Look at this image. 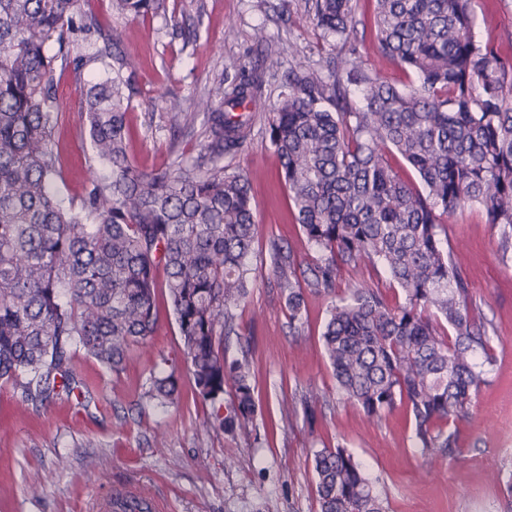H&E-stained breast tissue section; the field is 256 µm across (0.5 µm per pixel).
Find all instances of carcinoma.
I'll use <instances>...</instances> for the list:
<instances>
[{
  "mask_svg": "<svg viewBox=\"0 0 512 512\" xmlns=\"http://www.w3.org/2000/svg\"><path fill=\"white\" fill-rule=\"evenodd\" d=\"M353 0H312L315 26L344 48L324 65L288 70L268 115L274 147L315 256L308 263L275 236L266 249L288 323L301 333L307 298L331 299L322 333L336 391L370 420L402 406L432 469L460 453L449 424L487 382L494 324L473 302L453 262L448 217L482 207L512 257V59L475 42L472 0H375L377 50L418 84L405 91L370 72L349 42ZM167 0H112L121 16L167 13ZM81 0H0V381L39 407L78 379L83 354L120 376L158 324L166 289L194 398L213 405L203 422L248 435L257 412L247 361L228 362L224 337L258 277L260 234L246 174L224 160L250 141L271 52L226 67L196 103L170 113L175 132L200 148L151 170L127 153L131 97L123 72ZM91 63L110 76L82 92L79 115L92 159L109 169L84 192L58 195L67 168L53 148L65 110L55 75ZM362 95L352 103L351 87ZM395 154L418 183L403 180ZM383 271L402 300L377 288L336 294L345 271ZM166 274L159 283L157 270ZM232 385L236 410L217 407ZM145 396L181 399L176 370L150 378ZM319 512H388L379 479L342 445L314 453Z\"/></svg>",
  "mask_w": 512,
  "mask_h": 512,
  "instance_id": "obj_1",
  "label": "carcinoma"
}]
</instances>
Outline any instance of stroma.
Masks as SVG:
<instances>
[{
    "label": "stroma",
    "mask_w": 512,
    "mask_h": 512,
    "mask_svg": "<svg viewBox=\"0 0 512 512\" xmlns=\"http://www.w3.org/2000/svg\"><path fill=\"white\" fill-rule=\"evenodd\" d=\"M352 35L366 67L385 80L405 84V76L374 47L373 0H354ZM103 26L111 28L117 52L133 58L129 74L127 149L140 168L168 164L172 149H193L174 137L168 121L169 96L193 112L195 102L226 66L244 60L256 34L277 53L281 70L264 78L263 107L256 112L251 142L231 164L249 179L252 204L264 236L254 244L252 261L262 268L235 321L247 334L225 344L228 360L248 358L258 404L251 437L208 431L210 405L189 399L192 376L167 298L159 300L154 336L136 348L120 378L95 360L78 356L89 383V403L59 395L42 407L22 402L12 385H0V512H98L100 501L126 490L158 502L160 512H319L313 454L326 445L348 448L380 478L390 512H512V502L488 478L490 463L512 473V263L501 259L498 229L482 208L468 206L448 219L457 249L454 261L466 276L474 301L492 318L494 357L489 381L473 395L466 418L454 424L460 453L438 472L413 439L404 408L370 420L340 399L336 379L321 345L329 299L307 301L301 338H294L267 265L266 236L289 244L301 259L314 255L296 222L279 158L269 140L268 108L296 62L321 63L340 45H324L308 0H168V17H121L110 0H84ZM473 37L495 44L512 57V44L500 41L512 31V0H474ZM104 75L87 66L81 78L66 73L57 94L68 111L55 144L69 171L59 184L62 199L81 194L92 156L88 134L76 110L83 84ZM176 367L187 397L167 407L145 397L151 375ZM322 393L325 404L314 417L298 415L292 426L281 413L302 391ZM165 434V447L154 437Z\"/></svg>",
    "instance_id": "35a3bbf8"
}]
</instances>
